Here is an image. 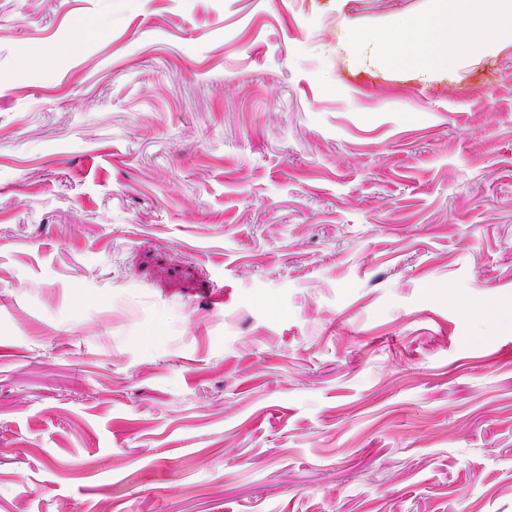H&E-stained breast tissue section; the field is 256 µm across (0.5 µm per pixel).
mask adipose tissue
I'll return each mask as SVG.
<instances>
[{"instance_id": "ef3b65f1", "label": "adipose tissue", "mask_w": 512, "mask_h": 512, "mask_svg": "<svg viewBox=\"0 0 512 512\" xmlns=\"http://www.w3.org/2000/svg\"><path fill=\"white\" fill-rule=\"evenodd\" d=\"M383 37L395 48L388 65L428 78L448 66L440 53L443 45L462 52L489 50L502 38H512V0H436L423 16L396 19Z\"/></svg>"}]
</instances>
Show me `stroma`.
<instances>
[{
	"instance_id": "obj_1",
	"label": "stroma",
	"mask_w": 512,
	"mask_h": 512,
	"mask_svg": "<svg viewBox=\"0 0 512 512\" xmlns=\"http://www.w3.org/2000/svg\"><path fill=\"white\" fill-rule=\"evenodd\" d=\"M432 0H0V512H512V43ZM435 8L421 17L403 16L383 33L395 47L386 63L410 69L430 78L448 70V56L440 48L452 44L459 51L490 50L499 40L511 37V0H436ZM407 56L410 61L399 57Z\"/></svg>"
}]
</instances>
